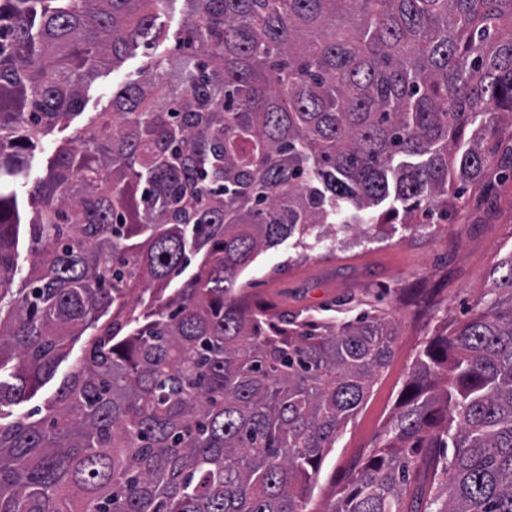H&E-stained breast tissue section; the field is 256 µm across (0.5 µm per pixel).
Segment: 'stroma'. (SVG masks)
<instances>
[{
	"label": "stroma",
	"mask_w": 512,
	"mask_h": 512,
	"mask_svg": "<svg viewBox=\"0 0 512 512\" xmlns=\"http://www.w3.org/2000/svg\"><path fill=\"white\" fill-rule=\"evenodd\" d=\"M144 65L136 52L118 67L101 69L85 88L84 105L69 126L55 128L29 153L25 176L14 187L22 219L31 216L29 189L45 176L56 147L96 113L111 111L113 91L140 80ZM511 256L512 178L494 168L485 189L461 188L445 209L421 205L404 222L386 225L367 240L332 251L305 249L289 240L258 256L247 273L252 298L274 302L292 315L340 322L356 317L364 300L389 310L396 328L394 357L324 458L310 512H328L354 468L378 445L398 409L416 353L447 323L467 318ZM84 346L81 337L69 343L55 375L29 400L1 408L0 419L8 423L45 411Z\"/></svg>",
	"instance_id": "35a3bbf8"
}]
</instances>
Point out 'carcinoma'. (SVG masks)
I'll return each mask as SVG.
<instances>
[{"mask_svg": "<svg viewBox=\"0 0 512 512\" xmlns=\"http://www.w3.org/2000/svg\"><path fill=\"white\" fill-rule=\"evenodd\" d=\"M167 2L0 0V407L89 335L43 417L0 422V512H306L395 329L247 309L245 271L289 239L333 250L338 201L448 204L512 130V0H185L179 60ZM139 49L29 190L18 276L28 152ZM331 512H512V257L419 350ZM185 11L186 6L183 0H173L167 4L162 21L169 38L161 47L160 52H165L173 57L179 56L178 37L183 26Z\"/></svg>", "mask_w": 512, "mask_h": 512, "instance_id": "1", "label": "carcinoma"}]
</instances>
